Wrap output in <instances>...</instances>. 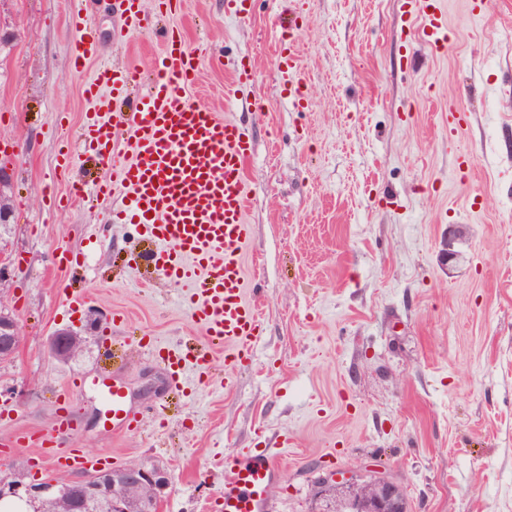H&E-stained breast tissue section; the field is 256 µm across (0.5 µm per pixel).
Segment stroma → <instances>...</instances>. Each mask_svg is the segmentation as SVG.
Segmentation results:
<instances>
[{
  "mask_svg": "<svg viewBox=\"0 0 512 512\" xmlns=\"http://www.w3.org/2000/svg\"><path fill=\"white\" fill-rule=\"evenodd\" d=\"M444 2L450 41L435 50L407 0H305L303 109L279 64L291 0H254L246 19L181 0L166 16L199 57L189 100L253 136L244 266L262 316L252 362L218 352L175 383L152 343L204 344L186 289L148 268L143 228L114 222L112 203L67 199L108 173L70 137L93 110L85 83L106 61L150 73L160 42L121 34L112 0H0V298L22 329L0 363V439L51 430L80 379L78 427L58 439L110 468L164 466L160 512H213L229 458L261 452L279 467L274 512H311L316 480L349 469L384 473L408 512H512V0ZM240 61L252 78L237 87ZM452 108L466 116L454 129ZM63 326L86 341L65 363L46 349ZM105 383L144 413L137 431L106 422ZM37 459L24 441L0 447V469L26 482L53 476Z\"/></svg>",
  "mask_w": 512,
  "mask_h": 512,
  "instance_id": "stroma-1",
  "label": "stroma"
}]
</instances>
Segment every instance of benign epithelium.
Returning a JSON list of instances; mask_svg holds the SVG:
<instances>
[{
  "mask_svg": "<svg viewBox=\"0 0 512 512\" xmlns=\"http://www.w3.org/2000/svg\"><path fill=\"white\" fill-rule=\"evenodd\" d=\"M458 230L453 228L442 242L440 262L451 266L459 259L454 249ZM21 327L15 316L0 305V359L12 357L19 346ZM75 333L69 329L56 331L47 341V350L55 358L61 359L71 354L72 337ZM73 481L49 479L44 481L23 482L9 474L0 475V502L5 499H17L30 503L60 499L68 494ZM87 498L109 501L116 512L122 510L119 502L112 499V489L118 484L147 485L155 494V508H160L166 491L171 485L170 473L156 465L141 462H130L118 468L100 470L87 479L79 480ZM357 484L344 472H332L318 479L321 497L331 496L336 491L334 502L328 503L320 512H390L396 485L384 477H377L371 482L369 494L355 492Z\"/></svg>",
  "mask_w": 512,
  "mask_h": 512,
  "instance_id": "7a95c632",
  "label": "benign epithelium"
}]
</instances>
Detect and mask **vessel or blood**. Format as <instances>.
<instances>
[{"mask_svg": "<svg viewBox=\"0 0 512 512\" xmlns=\"http://www.w3.org/2000/svg\"><path fill=\"white\" fill-rule=\"evenodd\" d=\"M174 0H157L155 13L143 8V0H113L128 28L150 29L153 16L171 12ZM422 15L426 35L433 43L446 39L443 0H409ZM164 50L147 91L131 111L97 113L81 132L85 146L96 150L112 171L108 181L94 190L108 202L120 198L119 211L130 223L144 227L155 250L151 261L163 279L186 285V304L205 331L201 346L184 345L174 353L156 347L154 355L172 380H179L187 362L207 368L213 350L224 352L233 366L251 360L252 345L262 331L257 307L245 298L247 284L243 255L251 238L245 221L248 200L245 162L252 151L247 127L223 119L218 113L192 103L185 95L193 81L196 54L180 30L160 31ZM138 70L102 64L85 91L99 99L101 87L113 97L137 86ZM131 128L133 162L116 159L110 150L111 132ZM112 412V427L131 432L139 418L126 405L120 388L105 392ZM54 469L84 473L98 470L100 456L81 448L59 447L52 434L27 437ZM278 476L267 456L234 462L224 482L222 512H269V490Z\"/></svg>", "mask_w": 512, "mask_h": 512, "instance_id": "b4317fda", "label": "vessel or blood"}]
</instances>
